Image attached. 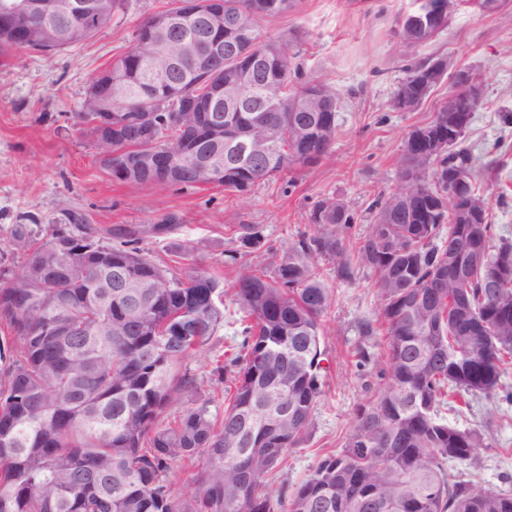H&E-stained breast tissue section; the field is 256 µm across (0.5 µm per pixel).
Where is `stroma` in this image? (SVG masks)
Listing matches in <instances>:
<instances>
[{
	"instance_id": "35a3bbf8",
	"label": "stroma",
	"mask_w": 512,
	"mask_h": 512,
	"mask_svg": "<svg viewBox=\"0 0 512 512\" xmlns=\"http://www.w3.org/2000/svg\"><path fill=\"white\" fill-rule=\"evenodd\" d=\"M170 5L171 0H126L88 41L52 55L22 51L0 59V278L13 276L23 264L11 229L27 213L60 223L77 210L102 231L139 228V248L170 276L184 279L202 272L227 285L238 270L230 257L241 248V225L257 227L263 238L262 248L245 255V262L272 274L299 235L312 231L311 210L326 197L342 200L355 214L345 241L346 249H354L370 229L373 202L400 187L396 162L409 132L428 124L448 95L444 82L416 110L391 107L406 66L435 56L473 68L482 79L485 105L474 114L465 145L488 202L493 233L512 241V124L507 121L512 115V0H502L494 11L469 2L460 6L447 29L424 46L402 43L394 34L395 20L409 0H297L292 11L262 19L264 34L288 39L307 73L339 90L341 106L327 159L290 168L245 194L218 185L161 192L119 181L103 167L92 136L73 118L91 79L131 48L142 21ZM168 214L178 218L175 229L152 234L153 224ZM320 266L335 297L321 321L328 358L325 393L306 437L270 473L268 484L275 491L298 486L323 457L341 451L358 409L386 386L377 369L357 368L354 356L360 346L376 355L384 351L383 334L361 331L363 322L377 321L382 311L373 272L356 267L353 282L345 283L337 279L334 262L324 260ZM241 317L239 305L225 298L223 324L183 362L217 411L229 395L210 384V371L216 361H229L237 353ZM446 418L485 435L478 464H453L456 478L512 493V404L469 395Z\"/></svg>"
}]
</instances>
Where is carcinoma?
<instances>
[{"label":"carcinoma","instance_id":"1","mask_svg":"<svg viewBox=\"0 0 512 512\" xmlns=\"http://www.w3.org/2000/svg\"><path fill=\"white\" fill-rule=\"evenodd\" d=\"M92 19L61 12L44 26L36 16L0 28V56L12 51H61L91 38L122 7V0H97ZM295 0H224V8L248 14L233 36L237 58L220 63L224 83L234 82L253 49H268L254 75L255 90L279 89L283 106L237 119L241 132L276 135L269 165L229 154L225 136L201 135L197 149L180 157L179 172L134 183L160 191L218 184L246 192L256 183L293 166L326 159L336 137V113L290 112L288 101L302 88L337 89L305 76L288 41L266 36L260 20L286 13ZM419 0L396 22L395 34L412 45L431 42L411 22ZM186 51L172 35L157 34L149 21L135 30L133 46L109 64L112 78L133 90L128 97L101 94L88 109L112 105L136 118L149 115L155 139L130 137L112 143L126 155L175 152L193 112L172 113L189 90L206 93L210 77L198 62L208 56L219 32L197 17H185ZM156 43L160 57L176 67L152 74L142 59L143 43ZM227 156L224 176L210 178L201 159ZM403 193L375 202L370 232L359 243L357 263L370 268L383 301L380 326L386 350L377 360L365 349L356 365H374L388 387L356 416L354 431L338 454L325 456L314 473L287 491L266 489L265 479L307 433L323 393L325 361L321 318L334 303L317 261L336 259L337 276L354 278L345 257L346 230L355 216L334 197L318 201L310 215L311 235L300 236L275 276L259 265L243 266L231 296L245 313L243 341L229 365L239 368L230 402L220 415L198 402V382L181 371L188 354L202 346L224 322V285L193 273L185 280L146 258L135 232L109 246L77 213L69 227L39 237L32 214L15 225L13 240L24 252L21 271L0 283V512H184L167 474L179 462L202 458L203 472L192 478L190 512H512V494L457 481L452 461L473 462L486 447L479 429L448 423L441 408L463 395L497 396L512 367V243L492 246L491 224H457L448 209V173L470 180L461 197L488 204L476 188L470 154L458 138L449 150L431 147L408 134L397 161ZM245 248L261 244L255 227L244 224ZM501 269L497 288L487 278ZM104 274L132 282L146 280L138 296L140 319H129L131 304L112 286L100 301L95 285ZM227 365V366H229ZM227 366L212 372L224 379ZM187 408L164 427L158 418L171 402ZM276 398L295 408L297 419L269 406ZM241 446L238 460L224 457V443Z\"/></svg>","mask_w":512,"mask_h":512}]
</instances>
